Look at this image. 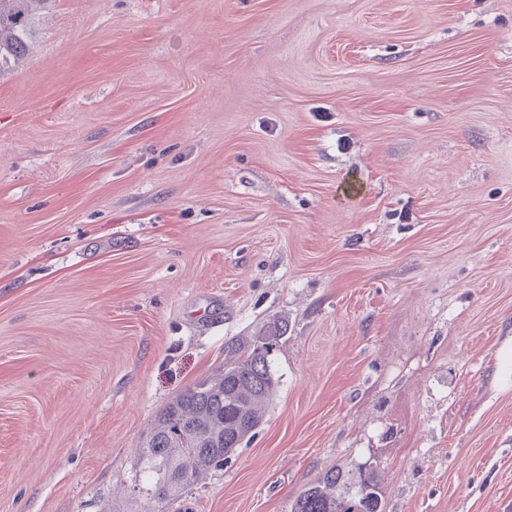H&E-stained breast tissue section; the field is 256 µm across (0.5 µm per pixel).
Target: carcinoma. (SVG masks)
<instances>
[{"mask_svg": "<svg viewBox=\"0 0 512 512\" xmlns=\"http://www.w3.org/2000/svg\"><path fill=\"white\" fill-rule=\"evenodd\" d=\"M50 2L0 0V69L23 60L33 20ZM224 352V372L194 383L165 406L143 444L141 456L159 500L190 484L200 469L224 465L261 423L275 387L267 343L248 349L230 342ZM348 476L340 468L328 471L298 496L293 512H383L371 472L358 473L354 489L336 495Z\"/></svg>", "mask_w": 512, "mask_h": 512, "instance_id": "obj_1", "label": "carcinoma"}]
</instances>
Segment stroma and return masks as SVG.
Masks as SVG:
<instances>
[{"label": "stroma", "mask_w": 512, "mask_h": 512, "mask_svg": "<svg viewBox=\"0 0 512 512\" xmlns=\"http://www.w3.org/2000/svg\"><path fill=\"white\" fill-rule=\"evenodd\" d=\"M282 335L254 436L159 412ZM512 0H53L0 70V512H512ZM268 344L228 343L224 372L189 386L158 414L141 450L157 499L190 484L201 468L224 466L255 434L276 383ZM351 474L337 468L305 489L296 499L292 512H383L378 479L372 472H359L352 485L336 497V487L345 485Z\"/></svg>", "instance_id": "obj_1"}]
</instances>
